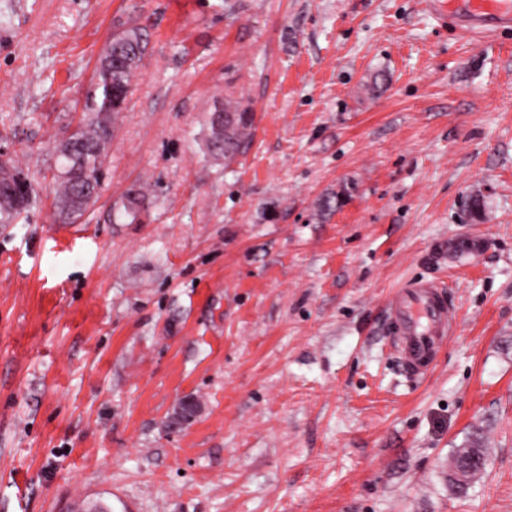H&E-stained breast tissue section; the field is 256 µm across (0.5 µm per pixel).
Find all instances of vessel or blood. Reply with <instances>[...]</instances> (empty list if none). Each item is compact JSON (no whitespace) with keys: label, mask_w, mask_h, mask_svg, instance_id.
I'll list each match as a JSON object with an SVG mask.
<instances>
[{"label":"vessel or blood","mask_w":512,"mask_h":512,"mask_svg":"<svg viewBox=\"0 0 512 512\" xmlns=\"http://www.w3.org/2000/svg\"><path fill=\"white\" fill-rule=\"evenodd\" d=\"M426 6L438 19L455 16L462 31L472 36L493 25L512 26V0H426ZM388 313L390 334L406 375L424 378L454 329L446 289L422 281L401 288L391 297Z\"/></svg>","instance_id":"vessel-or-blood-1"}]
</instances>
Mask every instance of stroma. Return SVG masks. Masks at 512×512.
I'll use <instances>...</instances> for the list:
<instances>
[{
	"instance_id": "35a3bbf8",
	"label": "stroma",
	"mask_w": 512,
	"mask_h": 512,
	"mask_svg": "<svg viewBox=\"0 0 512 512\" xmlns=\"http://www.w3.org/2000/svg\"><path fill=\"white\" fill-rule=\"evenodd\" d=\"M134 24L109 175L65 220L55 147ZM230 95L254 125L228 163L204 140ZM0 155L37 197L0 224V512H512V27L476 45L425 0H0ZM432 280L458 320L414 382L387 305ZM453 460L448 481L457 493L464 494L484 467V448H462Z\"/></svg>"
}]
</instances>
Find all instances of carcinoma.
Segmentation results:
<instances>
[{
  "label": "carcinoma",
  "mask_w": 512,
  "mask_h": 512,
  "mask_svg": "<svg viewBox=\"0 0 512 512\" xmlns=\"http://www.w3.org/2000/svg\"><path fill=\"white\" fill-rule=\"evenodd\" d=\"M147 47L146 29L135 25L112 36V53L130 58L128 64L115 67L108 62L106 52L99 57L94 82L86 96L84 119L56 150L54 207L64 219L81 216L97 203L85 183L92 180L98 184L104 179L112 124L127 108L125 103L109 104L110 91L133 90ZM253 124V113L242 99L225 97L221 109H213L208 119V152L232 161L247 145ZM32 194L29 174L15 166L0 165V224L12 223L26 210ZM483 467L484 449L463 448L454 456L448 481L457 493L463 494Z\"/></svg>",
  "instance_id": "1"
}]
</instances>
